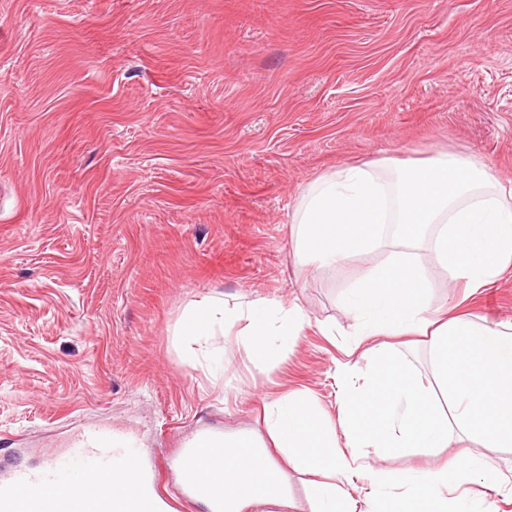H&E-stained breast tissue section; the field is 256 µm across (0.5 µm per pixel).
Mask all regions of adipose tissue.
Listing matches in <instances>:
<instances>
[{"label": "adipose tissue", "instance_id": "1", "mask_svg": "<svg viewBox=\"0 0 512 512\" xmlns=\"http://www.w3.org/2000/svg\"><path fill=\"white\" fill-rule=\"evenodd\" d=\"M296 255L333 267L385 245L388 259L365 269L345 291L356 323L346 356L366 365L348 390L337 420L327 419L302 392L263 405L264 433H227L220 466L202 467L207 485L224 488V512L295 503L285 467L311 475L313 512H498L495 500L473 494V483L500 488L504 474L492 451L512 448V322L477 324L433 306L431 284L411 249L428 237L435 261L452 280L478 292L512 270V186L502 185L474 156L440 152L425 164L383 180L375 164L318 176L293 215ZM308 317L298 306L263 299L227 305L210 298L191 310L181 336L220 334L264 371L297 342ZM396 336L426 337L431 380H424L393 344ZM444 391L450 416L439 413ZM469 442L452 462L393 471L378 460L391 451L443 450ZM278 448L287 466L271 456Z\"/></svg>", "mask_w": 512, "mask_h": 512}]
</instances>
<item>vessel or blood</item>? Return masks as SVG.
I'll return each instance as SVG.
<instances>
[{
    "instance_id": "1",
    "label": "vessel or blood",
    "mask_w": 512,
    "mask_h": 512,
    "mask_svg": "<svg viewBox=\"0 0 512 512\" xmlns=\"http://www.w3.org/2000/svg\"><path fill=\"white\" fill-rule=\"evenodd\" d=\"M212 435V430H200L181 448L175 461L181 480L170 494L153 481V466L139 449L123 447L122 436L111 428L85 426L61 453L47 454L38 467L15 465L0 471V512H75L82 499L94 512H112V469L122 457L133 460L137 512H166L173 499L188 501L200 495L206 497L210 512H224L222 488L202 491L191 473L201 461H213Z\"/></svg>"
}]
</instances>
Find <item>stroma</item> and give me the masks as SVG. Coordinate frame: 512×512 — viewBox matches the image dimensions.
Here are the masks:
<instances>
[{
    "label": "stroma",
    "mask_w": 512,
    "mask_h": 512,
    "mask_svg": "<svg viewBox=\"0 0 512 512\" xmlns=\"http://www.w3.org/2000/svg\"><path fill=\"white\" fill-rule=\"evenodd\" d=\"M448 150L512 181V0H0V469L98 424L171 491L181 442L262 432L264 395L336 415L344 291L385 252L297 262L301 193ZM417 252L433 305L512 322V275L470 298ZM218 294L310 324L265 374L226 347L229 388L178 335Z\"/></svg>",
    "instance_id": "obj_1"
}]
</instances>
